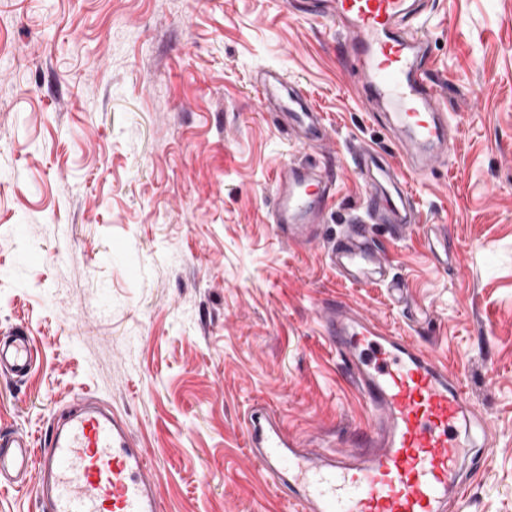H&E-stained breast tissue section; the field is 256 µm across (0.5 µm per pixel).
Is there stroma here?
I'll use <instances>...</instances> for the list:
<instances>
[{"label":"stroma","instance_id":"stroma-1","mask_svg":"<svg viewBox=\"0 0 512 512\" xmlns=\"http://www.w3.org/2000/svg\"><path fill=\"white\" fill-rule=\"evenodd\" d=\"M422 32L455 140L411 176L413 204L460 266L377 218L404 309L270 220L277 169L315 163L336 176L339 236L367 196L351 145L394 150L384 104L349 90L335 19L302 0H0V334L24 326L38 351L26 378L0 375V431L37 433L87 394L148 449L159 512H296L242 420L269 407L335 449L365 426L317 320L337 299L457 371L493 431L448 512H512V0H428ZM267 71L321 113L325 144L260 105Z\"/></svg>","mask_w":512,"mask_h":512}]
</instances>
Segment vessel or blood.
<instances>
[{"label": "vessel or blood", "mask_w": 512, "mask_h": 512, "mask_svg": "<svg viewBox=\"0 0 512 512\" xmlns=\"http://www.w3.org/2000/svg\"><path fill=\"white\" fill-rule=\"evenodd\" d=\"M418 0H336V18L358 97L375 95L391 106L388 131L399 149L397 163L380 166L375 151L355 146L359 176L370 190L367 210L388 207L389 230L421 234L444 267L455 265L444 226L421 223L412 206L406 173H428L453 144L440 88L422 71L423 42L399 27L419 16ZM259 102L288 118L299 146L322 140L320 114L276 72L258 82ZM336 179L305 163H286L277 173L271 221L298 248L322 238ZM337 276L361 285H385L404 293V283L366 234L350 225L327 247ZM318 321L356 388L367 424L347 448L320 451L288 432L265 409L244 420L250 457L279 493L300 512H446L449 494H462L461 462L477 449L474 413L457 374L409 338L387 332L373 317L336 300L322 304ZM36 352L24 330L0 338V371L29 375ZM33 484L46 512H158L160 480L141 441L123 416L90 404H69L62 422L44 437L14 432L0 436V486Z\"/></svg>", "instance_id": "obj_1"}]
</instances>
